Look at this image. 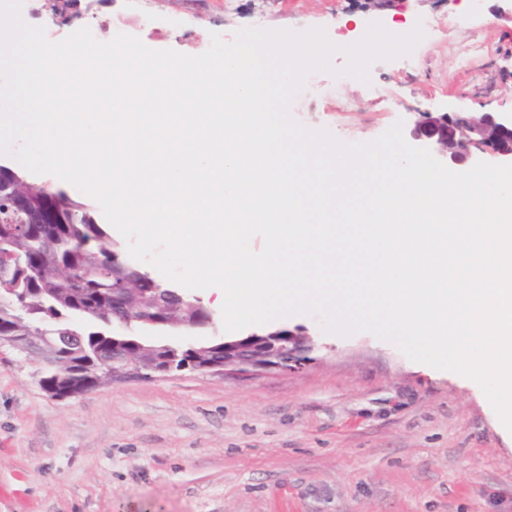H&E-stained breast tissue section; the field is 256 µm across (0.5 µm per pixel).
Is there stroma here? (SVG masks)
Returning <instances> with one entry per match:
<instances>
[{
	"mask_svg": "<svg viewBox=\"0 0 512 512\" xmlns=\"http://www.w3.org/2000/svg\"><path fill=\"white\" fill-rule=\"evenodd\" d=\"M499 0H82L71 25L43 0H23L27 24L50 40L89 27L153 50L204 53L211 33L324 30L330 71L308 75L320 96L290 114L344 143H369L416 113L512 111V16ZM423 36L375 62L369 82L345 69L343 48L369 23ZM213 323L157 335L195 345L224 338L207 290L193 292ZM303 328L312 359L295 371L181 370L57 400L39 366L0 347V512H512V439L464 376L427 373L371 332H326L315 315L273 321Z\"/></svg>",
	"mask_w": 512,
	"mask_h": 512,
	"instance_id": "1",
	"label": "stroma"
}]
</instances>
